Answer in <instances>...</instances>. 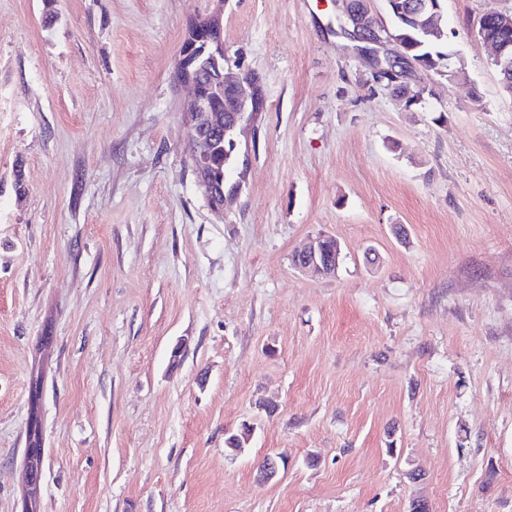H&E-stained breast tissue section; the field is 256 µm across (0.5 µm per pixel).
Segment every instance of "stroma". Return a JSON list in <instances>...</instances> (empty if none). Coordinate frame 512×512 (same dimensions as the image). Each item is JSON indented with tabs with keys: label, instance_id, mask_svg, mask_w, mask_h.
<instances>
[{
	"label": "stroma",
	"instance_id": "1",
	"mask_svg": "<svg viewBox=\"0 0 512 512\" xmlns=\"http://www.w3.org/2000/svg\"><path fill=\"white\" fill-rule=\"evenodd\" d=\"M510 9L444 0L463 73L410 111L334 0H0V512L37 368L39 512H512V95L472 34ZM217 11L264 96L220 216L174 75ZM340 252V245L334 237L320 235L307 248L297 253L299 257L295 268L322 276L335 275Z\"/></svg>",
	"mask_w": 512,
	"mask_h": 512
}]
</instances>
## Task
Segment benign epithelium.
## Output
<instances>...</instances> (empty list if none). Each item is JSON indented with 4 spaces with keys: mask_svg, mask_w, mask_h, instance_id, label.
I'll use <instances>...</instances> for the list:
<instances>
[{
    "mask_svg": "<svg viewBox=\"0 0 512 512\" xmlns=\"http://www.w3.org/2000/svg\"><path fill=\"white\" fill-rule=\"evenodd\" d=\"M354 7L343 5L337 11L339 35L352 42L366 43L368 48H355L375 74L405 78L416 64L410 63L401 49H391L392 41L386 38L374 21L375 15L369 0H358ZM496 17L501 35L488 42L495 62L503 70L512 68V14L488 12L482 14L473 31L476 38H486V20ZM180 80L191 85L188 99L181 104L182 122L188 128L191 141V164L196 180L209 204L218 213L224 212L226 203L236 198L242 183L229 181L227 174L217 173L206 157L207 143L221 137L224 141V168H234L238 137L254 128L261 111L259 81L243 72L241 58L224 50L221 15L189 24L187 37L178 58ZM340 245L331 236L320 235L304 250L298 252L295 268L322 276L336 274ZM43 476V452L33 453L25 448L26 512L37 509Z\"/></svg>",
    "mask_w": 512,
    "mask_h": 512,
    "instance_id": "obj_1",
    "label": "benign epithelium"
}]
</instances>
